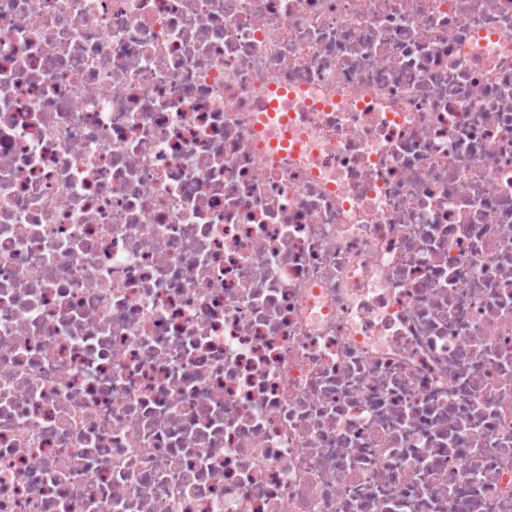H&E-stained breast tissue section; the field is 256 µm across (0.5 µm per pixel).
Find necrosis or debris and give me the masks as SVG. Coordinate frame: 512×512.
<instances>
[{"mask_svg":"<svg viewBox=\"0 0 512 512\" xmlns=\"http://www.w3.org/2000/svg\"><path fill=\"white\" fill-rule=\"evenodd\" d=\"M0 512H512V0H0Z\"/></svg>","mask_w":512,"mask_h":512,"instance_id":"4bbe7bcc","label":"necrosis or debris"}]
</instances>
